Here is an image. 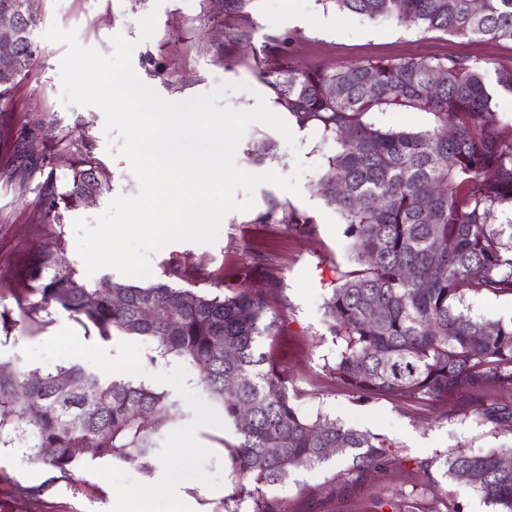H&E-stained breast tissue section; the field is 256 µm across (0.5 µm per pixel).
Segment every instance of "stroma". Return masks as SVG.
<instances>
[{
	"label": "stroma",
	"instance_id": "stroma-1",
	"mask_svg": "<svg viewBox=\"0 0 512 512\" xmlns=\"http://www.w3.org/2000/svg\"><path fill=\"white\" fill-rule=\"evenodd\" d=\"M33 10L42 33L54 24L73 29L82 44L106 54L113 51L114 35L134 41L135 72L167 99L186 101L221 83H246V90L224 98L238 110L253 108L260 96L274 105L266 75L283 51L301 70L431 57H467L492 68H512V41L468 40L392 18L370 20L338 10L333 0H34ZM151 13L156 16L155 33L143 42L139 21ZM38 44L11 97L0 101V116L11 129L8 144L0 146V362L43 372L79 364L107 379L141 382L170 393L180 417L165 428L148 474L84 452L69 478L55 481L51 470L31 463L24 445L0 449V512H112V496L119 490L128 495V512H176L185 500L193 512H224L225 498L240 483L226 463V447L235 443L236 435L228 425L217 433L208 431L210 421L222 419L223 409L206 393L191 364L156 357L154 344L144 338L116 333L101 340L58 308L37 330L23 332L8 325L20 315L16 297L23 285L15 273L24 256L52 250L76 271L79 282L92 287L115 278L110 269L86 275L72 222L95 218L117 195L139 190L129 160L107 151L102 112L61 103L59 63L65 45L43 37ZM294 136L291 147L275 129L251 123L236 164L250 174L288 176L296 162H303L300 195L259 185L253 208L227 214L215 244L175 242L155 253L151 278L163 280L177 270L179 287L228 296L243 286L262 298L266 318L275 321L277 332L261 348L287 372L299 413L383 434L393 445L395 460L387 471L369 475L350 492L343 489L346 459L300 469L279 487V495L287 499L289 512H375L378 501L398 496L404 481L425 482L427 477L416 468L418 460L512 445V433L483 425L474 407L456 398L435 406L382 396L363 401L330 374L341 343L325 321L322 305L337 272L355 263L341 215L316 188L336 152V141L314 125L296 128ZM260 151L266 157L258 163L254 157ZM87 160L106 174V188L90 203L46 214L39 203L45 185L66 190L74 169ZM269 211L273 222L258 223V216ZM287 214L300 216V223H283ZM179 437L207 442L206 447L183 451L194 476L190 482L177 480L166 467ZM432 476L448 507L494 512L473 489L438 470ZM148 485H166L170 492L145 501L138 491Z\"/></svg>",
	"mask_w": 512,
	"mask_h": 512
}]
</instances>
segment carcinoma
<instances>
[{"mask_svg": "<svg viewBox=\"0 0 512 512\" xmlns=\"http://www.w3.org/2000/svg\"><path fill=\"white\" fill-rule=\"evenodd\" d=\"M376 19L391 17L427 31L470 40L512 41V0H333ZM38 19L24 23L20 53L38 52ZM22 71L0 62V101ZM275 102L301 126L333 136L336 153L317 183L324 200L345 220L357 268L336 277L324 316L344 348L330 373L358 398L387 395L428 405L453 394L475 398L485 425L512 432V404L487 394L512 390V317L474 318L462 310L467 292L512 294V224L496 223L512 208V137L501 134L492 108L495 91L512 93V70H490L462 57L367 60L330 70L298 71L282 64L267 80ZM428 112L427 130H383L362 121L382 108ZM454 135L448 136V130ZM493 176H487V171ZM103 175L79 169L72 188L46 187V213L97 195ZM444 276L433 278L435 268ZM25 331L42 312L60 308L104 339L119 332L151 340L163 357L189 361L209 394L224 407L237 434L228 448L233 472L248 480L229 500L249 512H288L274 488L299 468L336 456L352 460L346 484L392 463V443L327 417L309 421L294 405L288 374L261 351L275 323L246 288L223 298L169 281L146 286L109 281L112 294L79 282L50 251L24 262ZM430 283L427 288L424 283ZM150 306L154 317L143 309ZM236 384L225 385L227 378ZM64 378L68 385H58ZM40 399L35 407L32 400ZM250 423H240L242 408ZM179 416L169 393L130 380H105L78 366L54 372L0 364V446L28 440L30 460L65 478L88 441L94 455L150 472L161 430ZM512 446L482 454L456 452L419 462L426 487L381 502L376 512H441L431 469L465 484L497 508L512 512V467L501 460ZM389 510H384V507Z\"/></svg>", "mask_w": 512, "mask_h": 512, "instance_id": "1", "label": "carcinoma"}]
</instances>
